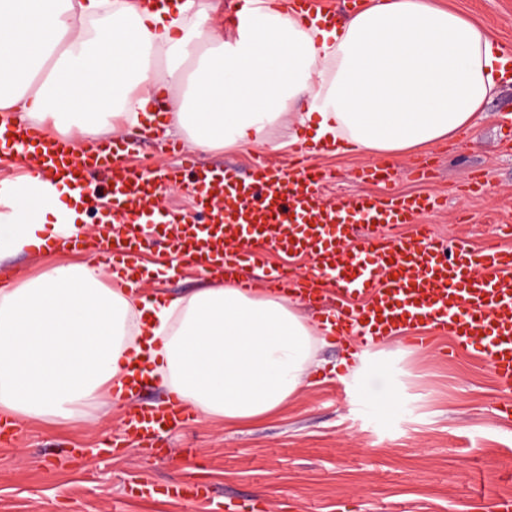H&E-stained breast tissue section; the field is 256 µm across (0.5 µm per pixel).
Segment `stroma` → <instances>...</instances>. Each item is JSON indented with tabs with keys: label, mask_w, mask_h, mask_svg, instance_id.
Instances as JSON below:
<instances>
[{
	"label": "stroma",
	"mask_w": 512,
	"mask_h": 512,
	"mask_svg": "<svg viewBox=\"0 0 512 512\" xmlns=\"http://www.w3.org/2000/svg\"><path fill=\"white\" fill-rule=\"evenodd\" d=\"M485 26L512 55V0H430ZM512 121V83L478 114L473 129L395 162L398 192H424L443 206L428 223L449 241L478 246L512 225V140L500 129ZM291 129L269 131L278 150L219 149L200 162L248 169L255 158L287 166ZM115 138L132 150L131 164L171 165L164 136L123 126ZM314 164L331 176L329 200L384 185L357 183L358 169L374 165L355 153H317ZM432 174H413L421 163ZM440 338L419 353L392 337L370 351L342 349L332 341L316 347L306 384L270 416L249 423L206 419L160 438L158 447L131 442L118 454L103 444L120 434L122 404L94 402L77 421H26L0 447V512H204L202 506L143 499L130 485L143 479L166 483L186 464L208 483L215 498L264 499L267 512H492L493 502L512 499V420L499 416L505 399L483 355L474 351L443 358ZM368 364L362 375L339 379L341 361ZM381 361L385 371L372 370ZM395 398L396 411L377 405Z\"/></svg>",
	"instance_id": "obj_1"
}]
</instances>
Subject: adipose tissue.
<instances>
[{"label": "adipose tissue", "instance_id": "1", "mask_svg": "<svg viewBox=\"0 0 512 512\" xmlns=\"http://www.w3.org/2000/svg\"><path fill=\"white\" fill-rule=\"evenodd\" d=\"M223 0H0V110L98 140L176 94L166 134L189 150L267 146L279 122L313 145L393 158L469 129L512 61L490 32L427 0H372L297 21L256 0L234 38ZM165 70H158V61ZM91 230L78 193L37 174L0 181V263ZM90 261L0 287V414L80 418L131 377L229 423L272 414L306 382L318 330L288 298L203 287L162 300L106 287Z\"/></svg>", "mask_w": 512, "mask_h": 512}]
</instances>
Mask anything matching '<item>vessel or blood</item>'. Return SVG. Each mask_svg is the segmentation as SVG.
<instances>
[{
  "instance_id": "vessel-or-blood-1",
  "label": "vessel or blood",
  "mask_w": 512,
  "mask_h": 512,
  "mask_svg": "<svg viewBox=\"0 0 512 512\" xmlns=\"http://www.w3.org/2000/svg\"><path fill=\"white\" fill-rule=\"evenodd\" d=\"M11 139L23 173L38 169L68 175L83 187L86 175L103 174L112 210L131 215L113 227L111 238L94 242L92 258L110 270L113 283L138 271L145 241L134 226L148 206L173 186L192 184L194 213H170L178 231L167 251L184 254L197 271L218 273L225 282L251 292L262 289L296 297L323 315L337 344L350 340L371 348L403 326L424 322L425 336L412 346L429 348L446 337L453 351L484 354L499 387L512 394V248L490 244L476 249L464 241L447 243L422 216L436 198L416 193H359L329 202L326 174L305 157L286 169L266 161L249 170L227 164L206 167L191 156L163 169L123 163V141L76 154L70 140L47 136L0 116V141ZM406 224L405 235L393 227ZM308 256L309 268L266 265L268 253ZM363 297L360 305L351 304ZM190 410L173 401L138 402L123 414V439L150 445L188 420ZM143 497L207 504L223 512L208 485L193 476L159 485L137 484Z\"/></svg>"
}]
</instances>
